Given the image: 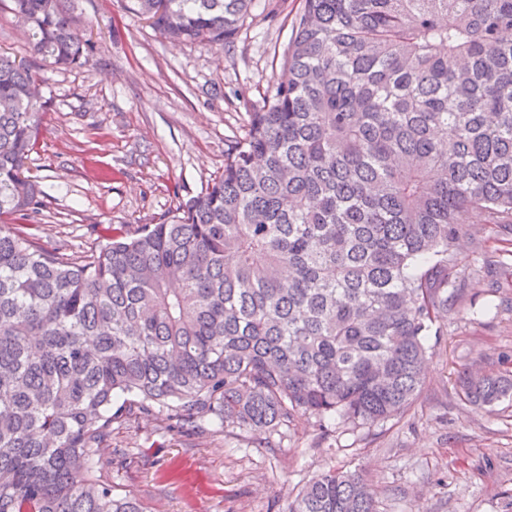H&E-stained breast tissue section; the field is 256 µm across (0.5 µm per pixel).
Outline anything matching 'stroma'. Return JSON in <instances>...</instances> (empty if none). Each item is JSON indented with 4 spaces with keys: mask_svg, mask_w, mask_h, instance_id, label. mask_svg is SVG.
Listing matches in <instances>:
<instances>
[{
    "mask_svg": "<svg viewBox=\"0 0 512 512\" xmlns=\"http://www.w3.org/2000/svg\"><path fill=\"white\" fill-rule=\"evenodd\" d=\"M300 5L280 0L274 12L254 0L233 42L216 50L170 43L121 0H64L91 52L84 66L51 70L0 0V53L36 71L47 109L26 162L42 190L27 233L78 257L105 245L109 227L136 236L204 192L224 169L225 143L243 133L247 104L269 93ZM503 246L495 225L472 224L456 252L476 268ZM441 324L427 340L419 398L371 427L326 429L299 415L266 448L207 417L189 436L169 410L125 411L105 442L113 494L146 512H285L311 479L340 469L362 476L379 512H512V401L477 409L456 388L466 370L512 371V288L471 277Z\"/></svg>",
    "mask_w": 512,
    "mask_h": 512,
    "instance_id": "stroma-1",
    "label": "stroma"
}]
</instances>
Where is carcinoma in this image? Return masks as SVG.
<instances>
[{"mask_svg":"<svg viewBox=\"0 0 512 512\" xmlns=\"http://www.w3.org/2000/svg\"><path fill=\"white\" fill-rule=\"evenodd\" d=\"M44 66L84 65L62 0H11ZM253 0H128L173 41L224 46ZM512 0H302L271 95L224 170L134 238L78 260L0 225V512H143L99 474L114 398L187 429L274 433L295 414L372 426L424 381L477 218L512 232ZM0 53V219L38 212L25 163L45 105ZM464 399L512 398L465 374ZM83 470L81 481L73 474ZM286 512H377L322 473Z\"/></svg>","mask_w":512,"mask_h":512,"instance_id":"carcinoma-1","label":"carcinoma"}]
</instances>
